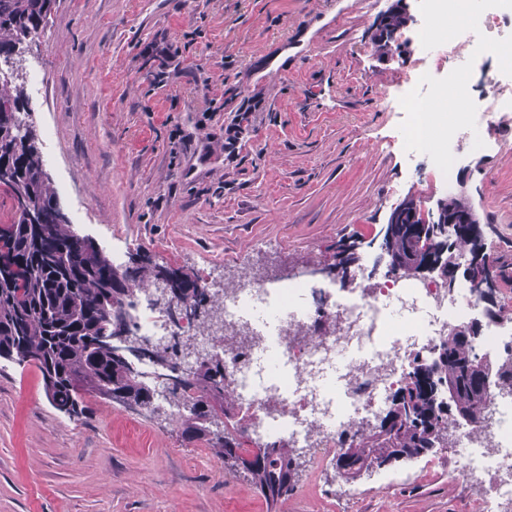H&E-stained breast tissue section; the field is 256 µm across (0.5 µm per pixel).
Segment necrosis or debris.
I'll list each match as a JSON object with an SVG mask.
<instances>
[{
    "label": "necrosis or debris",
    "mask_w": 512,
    "mask_h": 512,
    "mask_svg": "<svg viewBox=\"0 0 512 512\" xmlns=\"http://www.w3.org/2000/svg\"><path fill=\"white\" fill-rule=\"evenodd\" d=\"M466 0H422V11L401 39L437 50L410 65L406 83V136L429 128L434 92L449 85L471 110L451 138L459 142L496 112L512 110V66L495 71L490 88L476 95L465 47L480 39L505 61L512 57V8L484 0L480 29L465 15ZM452 19L446 34L431 32L433 17ZM215 317L184 323L182 333L201 350L221 356L241 414L270 440L321 463L341 448L342 437L371 423L387 407L415 357L427 355L454 326L479 318L466 285L411 281L381 274L363 263L349 286L305 276L288 282L250 272L214 289ZM139 336L164 343L168 336L154 289L137 294L132 319ZM455 479L483 480L478 512H512V403L491 395L477 421L453 425Z\"/></svg>",
    "instance_id": "obj_1"
}]
</instances>
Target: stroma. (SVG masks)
<instances>
[{
  "label": "stroma",
  "mask_w": 512,
  "mask_h": 512,
  "mask_svg": "<svg viewBox=\"0 0 512 512\" xmlns=\"http://www.w3.org/2000/svg\"><path fill=\"white\" fill-rule=\"evenodd\" d=\"M370 0H57L22 55L41 70L27 110L57 202L104 254L292 276L340 238L370 242L406 196L466 192L484 243L512 259V120L462 146L454 181L391 110L422 48L378 58ZM287 57L277 69L270 61ZM55 410L36 366L0 363V512H266L243 473L178 421L86 396ZM450 451L406 460L344 493L334 460L304 462L280 512H476L486 485L453 482Z\"/></svg>",
  "instance_id": "35a3bbf8"
}]
</instances>
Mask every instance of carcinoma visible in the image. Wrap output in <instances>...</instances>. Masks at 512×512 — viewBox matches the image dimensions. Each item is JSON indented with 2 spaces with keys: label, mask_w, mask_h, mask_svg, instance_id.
<instances>
[{
  "label": "carcinoma",
  "mask_w": 512,
  "mask_h": 512,
  "mask_svg": "<svg viewBox=\"0 0 512 512\" xmlns=\"http://www.w3.org/2000/svg\"><path fill=\"white\" fill-rule=\"evenodd\" d=\"M56 0H0V65L21 55L24 45L47 25ZM381 26L372 35L375 54L391 52L395 35L413 23L406 12L392 5L380 14ZM25 90L21 83L0 79V185L8 189V219L0 223V358L19 365L33 364L42 375L50 404L68 416L82 413L81 396L88 393L108 400L114 395L127 401L136 413H153L154 391L139 369L141 357L119 365L112 335V309L127 311L125 332L132 336L130 309L138 291L176 271L154 263L150 256L128 257L114 266L89 239L77 234L60 219L56 192L46 174L36 146V135L25 121ZM402 223L387 229L378 244L377 264L386 275H396L400 262L422 263L430 258L442 262L444 275L434 273L448 287L457 279L451 268L466 261H479L493 289L505 281L503 267L491 262L484 240L469 233L479 224L470 202L448 196L428 211L435 220L426 224L421 204L412 197L400 205ZM469 214L471 223L454 237L447 225ZM342 258L334 265V278L345 283L353 266H360L361 242L342 238ZM178 298L191 301L208 316L213 300L199 277L182 273L175 280ZM436 355L446 359L444 378L434 379L430 364L411 367L395 389L390 403L375 423L351 437L352 463L391 465L399 458L418 457L436 448L448 447L451 426L464 417L473 420L483 409L488 388L473 367L485 356L475 349L474 338L453 327ZM81 378L83 388L75 387ZM451 385L452 402H446L441 382ZM179 403H190L180 419V437L203 441L224 460L227 470L243 471L262 494L269 512L295 489L301 463L293 449L266 443L270 452L253 468L243 470L239 457L247 452L241 441L249 423L224 383L218 408L210 405V393L199 390L188 378L170 389Z\"/></svg>",
  "instance_id": "cac0c4a2"
}]
</instances>
